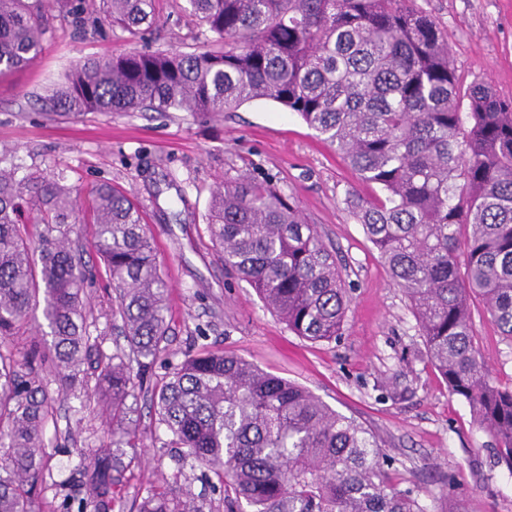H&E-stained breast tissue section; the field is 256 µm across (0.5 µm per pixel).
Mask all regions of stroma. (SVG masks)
<instances>
[{
    "mask_svg": "<svg viewBox=\"0 0 512 512\" xmlns=\"http://www.w3.org/2000/svg\"><path fill=\"white\" fill-rule=\"evenodd\" d=\"M85 5V22L49 9L38 58L0 79V147L14 149L21 165L65 171L81 193L109 183L134 198L147 216L169 285L173 359L198 338L306 387L377 435L391 483L412 489L425 512H512V472L498 464L494 438L474 425L463 399L449 394L402 289L345 204L348 190L369 198L377 187L358 181L333 147L271 100L249 101L219 116L45 115L43 98L73 64L104 60L132 46L121 26L92 25V18L104 14L102 0ZM409 5L440 24L462 85L486 80L512 98V0ZM155 9L157 22L147 36L151 48L206 47L207 34L191 16L188 0H155ZM243 174L294 197L336 250L349 295L340 338L314 343L294 335L219 260L206 229L211 192ZM89 294L91 330L101 352L112 355L126 344L110 317L115 294L100 285ZM473 322L492 378L511 385L512 340L500 335L478 301ZM42 377L53 417L44 434L48 472L34 509L66 512L61 505L67 501V512H79L84 473L112 454L103 429L106 406L87 403L79 389L60 391L51 371ZM133 407L139 445L118 474L128 501L175 471L149 395L139 394Z\"/></svg>",
    "mask_w": 512,
    "mask_h": 512,
    "instance_id": "35a3bbf8",
    "label": "stroma"
}]
</instances>
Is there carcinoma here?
<instances>
[{
	"instance_id": "1",
	"label": "carcinoma",
	"mask_w": 512,
	"mask_h": 512,
	"mask_svg": "<svg viewBox=\"0 0 512 512\" xmlns=\"http://www.w3.org/2000/svg\"><path fill=\"white\" fill-rule=\"evenodd\" d=\"M103 2L137 41L156 21L155 0ZM189 3L211 47L79 61L46 110L213 115L269 99L299 116L381 189L369 199L349 191L346 204L403 289L448 391L512 472V388L490 377L471 316L478 299L512 340V100L484 80L462 87L438 23L405 0ZM42 18L41 0H0V77L36 59ZM79 202L64 172L27 169L0 151V347L38 310L50 336L27 353L0 350V512H33L44 482L47 368L61 389L107 400L105 433L117 449L135 447L128 400L151 392L174 449L173 481L129 502L111 467L96 470L83 498L94 512H213L178 484L197 466L218 477L224 512H424L412 490L388 485L374 434L295 382L196 342L152 381L167 355L168 285L145 214L109 184L91 191L87 223L129 352L103 361L87 318L95 272L78 247ZM207 228L224 266L288 330L311 342L341 335L348 295L337 257L289 198L264 182L220 185ZM93 356L100 373L90 390Z\"/></svg>"
}]
</instances>
